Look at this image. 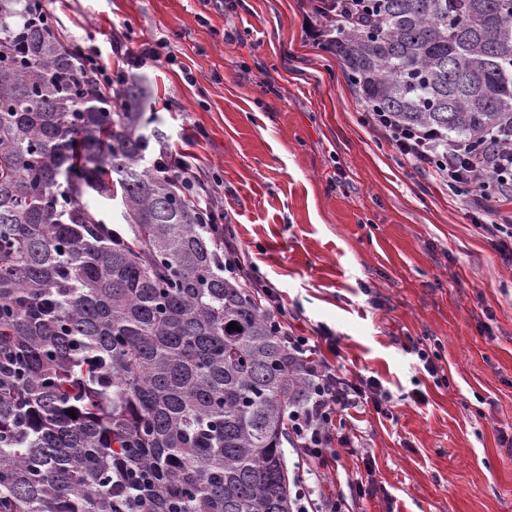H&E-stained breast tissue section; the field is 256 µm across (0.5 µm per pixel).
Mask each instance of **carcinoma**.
<instances>
[{
  "mask_svg": "<svg viewBox=\"0 0 512 512\" xmlns=\"http://www.w3.org/2000/svg\"><path fill=\"white\" fill-rule=\"evenodd\" d=\"M372 5L329 45L372 108L476 142L512 125V0ZM78 50L0 0V512H292L282 445L310 381L146 165L163 142L137 82L112 106ZM91 191L121 192L126 229ZM84 201L91 209L108 224H117L119 219L120 205L119 198L113 199L108 196H100L96 193H89L84 196Z\"/></svg>",
  "mask_w": 512,
  "mask_h": 512,
  "instance_id": "cac0c4a2",
  "label": "carcinoma"
}]
</instances>
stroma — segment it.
Instances as JSON below:
<instances>
[{"label":"stroma","instance_id":"35a3bbf8","mask_svg":"<svg viewBox=\"0 0 512 512\" xmlns=\"http://www.w3.org/2000/svg\"><path fill=\"white\" fill-rule=\"evenodd\" d=\"M50 8L67 42L149 90L144 134L194 153L225 239L279 294L289 331L326 328L332 363L390 395L392 418L344 417L350 445L323 479L284 444L292 492L343 497V512H512V259L370 128L341 64L306 41V0ZM158 39L169 59L140 68L110 48ZM367 477L375 492L351 493Z\"/></svg>","mask_w":512,"mask_h":512}]
</instances>
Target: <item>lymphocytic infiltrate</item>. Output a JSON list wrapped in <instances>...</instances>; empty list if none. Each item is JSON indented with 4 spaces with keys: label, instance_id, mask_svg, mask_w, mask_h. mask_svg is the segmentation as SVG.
<instances>
[{
    "label": "lymphocytic infiltrate",
    "instance_id": "1",
    "mask_svg": "<svg viewBox=\"0 0 512 512\" xmlns=\"http://www.w3.org/2000/svg\"><path fill=\"white\" fill-rule=\"evenodd\" d=\"M367 117L372 129L402 158L443 183L450 196L466 203L472 216L490 215L485 231L500 252H512V225L494 219L495 202L506 195L512 197V140L503 141L500 128L485 130V140L496 149L481 153L467 138L445 139L433 129L400 124L388 112L371 111ZM285 342L289 354L305 363L313 382L305 411L290 418V437L303 464L324 469L339 455L335 446L337 418L368 406L376 414L391 416L389 399L376 380L349 377L329 361L325 352L335 349V337L321 340L289 333Z\"/></svg>",
    "mask_w": 512,
    "mask_h": 512
}]
</instances>
